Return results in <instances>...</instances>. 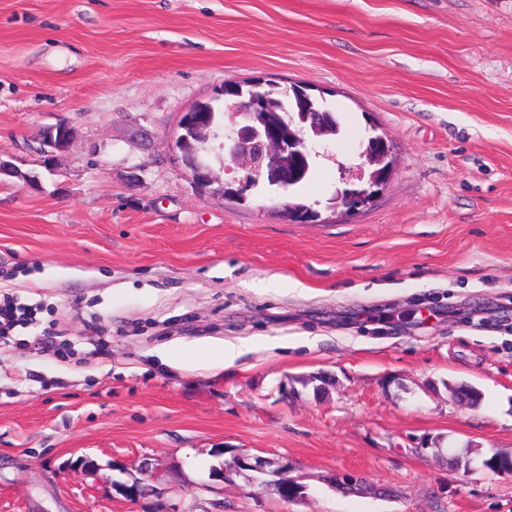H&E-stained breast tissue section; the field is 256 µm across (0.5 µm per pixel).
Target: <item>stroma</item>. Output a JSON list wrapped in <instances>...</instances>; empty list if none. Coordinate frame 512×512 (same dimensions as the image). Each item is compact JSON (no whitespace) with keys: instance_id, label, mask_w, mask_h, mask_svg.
Returning <instances> with one entry per match:
<instances>
[{"instance_id":"1","label":"stroma","mask_w":512,"mask_h":512,"mask_svg":"<svg viewBox=\"0 0 512 512\" xmlns=\"http://www.w3.org/2000/svg\"><path fill=\"white\" fill-rule=\"evenodd\" d=\"M233 81L336 112L320 221L193 183L179 121ZM372 126L395 171L333 210ZM0 158V295L42 305L0 348V512H512L481 466L512 454V0H0ZM199 344L246 352L178 367ZM238 454L287 461L305 498ZM147 459L162 493L127 501ZM72 133V127L65 120L44 127L38 138L40 152L50 160L54 153L63 152L69 147Z\"/></svg>"}]
</instances>
